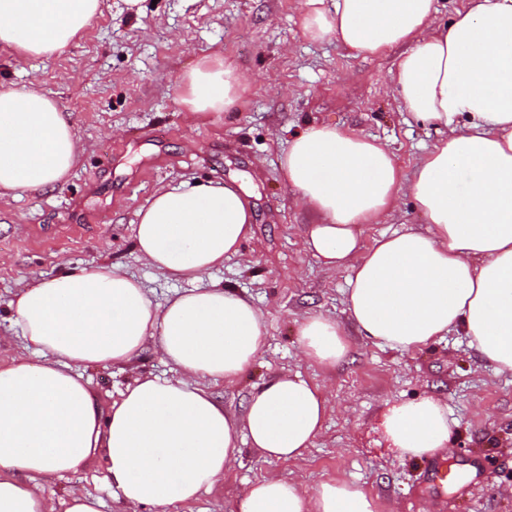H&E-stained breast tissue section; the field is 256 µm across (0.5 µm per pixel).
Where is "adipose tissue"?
Segmentation results:
<instances>
[{"label": "adipose tissue", "mask_w": 512, "mask_h": 512, "mask_svg": "<svg viewBox=\"0 0 512 512\" xmlns=\"http://www.w3.org/2000/svg\"><path fill=\"white\" fill-rule=\"evenodd\" d=\"M103 0H0V44L19 58L61 52ZM307 0L310 40L335 37L355 54L403 47L394 90L404 109L440 134L420 158L410 188L428 222L360 249V227L394 208L400 171L376 139L334 125L297 134L281 167L313 217L302 246L324 266L349 270L346 310L361 336L407 351L456 330L500 373H512V0H469L447 25L437 0ZM244 78L223 60L184 77L191 115L221 112ZM78 154L69 115L34 89L0 87V196L61 182ZM249 195L237 181H182L137 212L135 247L166 277L196 287L158 306L111 263L25 282L11 303L28 349L0 359V512H55L48 477L102 460L130 512H169L212 491L241 442L291 460L321 432L323 389L301 374L254 390L234 418L205 387L236 383L259 357L265 317L219 283L201 287L254 233ZM302 355L335 366L348 350L335 321L305 318ZM183 378L138 375L101 407L87 367L132 363L148 342ZM448 409L429 397L388 410L383 427L400 455L421 459L448 444ZM239 512H382L379 500L339 479L307 489L266 478Z\"/></svg>", "instance_id": "adipose-tissue-1"}]
</instances>
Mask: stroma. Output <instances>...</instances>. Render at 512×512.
<instances>
[{"label":"stroma","mask_w":512,"mask_h":512,"mask_svg":"<svg viewBox=\"0 0 512 512\" xmlns=\"http://www.w3.org/2000/svg\"><path fill=\"white\" fill-rule=\"evenodd\" d=\"M307 0H104L99 13L63 53L17 60L0 45V85L37 89L69 112L79 154L65 180L43 192L0 197V353L22 350L10 303L22 281L120 264L153 303L189 289L139 259L138 209L181 180L237 178L251 194L253 236L213 274L249 297L265 315L267 344L239 382L209 384L226 410L242 416L252 391L270 377L301 373L330 398L325 426L304 456L275 461L242 444L223 482L172 512H239L257 480L277 477L306 488L336 479L379 498L384 512H512V374L497 373L451 332L410 351L358 336L345 311L347 270H329L302 247L310 213L281 180V161L295 135L331 124L386 143L404 186L386 223L361 227V244L407 228L426 229L408 185L438 135L414 119L390 91L400 48L353 54L336 39L308 40L300 17ZM232 62L246 77L241 99L219 114L192 117L183 77L203 57ZM82 225L81 234L66 227ZM321 315L349 342L335 368L304 361L297 329ZM141 373L178 379L154 348L130 365H97L85 375L101 404L118 399ZM448 407L449 453L460 474L430 489L428 459H402L379 429L389 406L425 396ZM57 512L71 490L101 498L102 512H129L102 465L50 478Z\"/></svg>","instance_id":"obj_1"}]
</instances>
